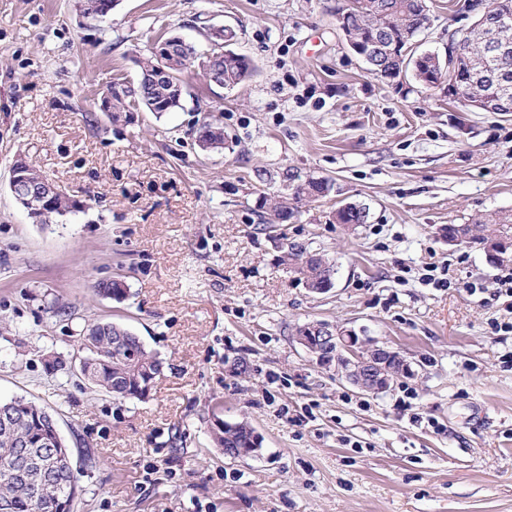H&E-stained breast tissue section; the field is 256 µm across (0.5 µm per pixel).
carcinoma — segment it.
I'll return each instance as SVG.
<instances>
[{
    "instance_id": "obj_1",
    "label": "carcinoma",
    "mask_w": 512,
    "mask_h": 512,
    "mask_svg": "<svg viewBox=\"0 0 512 512\" xmlns=\"http://www.w3.org/2000/svg\"><path fill=\"white\" fill-rule=\"evenodd\" d=\"M358 2L357 24L346 36L355 41L366 42L373 31L387 29L402 45H411L419 29L427 21L424 14L425 0H356ZM108 0H81L83 14L103 18L106 16ZM470 32L475 40L470 57V67L462 70L448 64V72L462 76L473 73L477 84L468 94L461 95L466 106L480 98L489 101H504L512 110V44L502 48L496 55L487 52L483 36L487 30L474 24ZM170 64L173 75L167 84H155L152 80L154 54L138 57V78L121 89H111V109L127 112L140 105L145 111L160 117L181 106L185 89L181 74L187 69L184 59ZM254 65H249L233 52L224 53V85L235 88L253 76ZM334 191V183L326 178H311L297 187L296 194H307L315 199L325 198ZM369 208L340 209L336 211L338 224H365ZM508 225L512 234V211H494L475 221L472 241L480 240L482 226ZM283 262L294 273L306 275L303 284L308 288H321L325 278L318 268L322 262L307 258V247L290 243L284 253ZM80 348L84 349L82 377L91 385L116 400L146 399L153 384L163 372V361L154 352L146 349L140 338L126 326L117 322H93L82 333ZM0 414L10 418L0 421V501L9 504L8 512H75L81 494L78 468L73 462V450L57 439L55 431L46 420V410L25 398L0 400ZM214 444L224 452L248 450L261 446L254 428L246 421L226 423L212 429ZM29 442L31 467L27 479L16 478L9 471V463L16 442Z\"/></svg>"
}]
</instances>
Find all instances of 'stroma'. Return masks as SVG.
Segmentation results:
<instances>
[{
	"instance_id": "35a3bbf8",
	"label": "stroma",
	"mask_w": 512,
	"mask_h": 512,
	"mask_svg": "<svg viewBox=\"0 0 512 512\" xmlns=\"http://www.w3.org/2000/svg\"><path fill=\"white\" fill-rule=\"evenodd\" d=\"M343 4L120 0L98 22L79 0H0V399L35 401L94 455L76 512H512V299L482 248L442 236L512 210V112L373 76L338 27ZM466 4L426 0L420 51L446 54L477 17ZM210 23L234 30L247 83L194 65L162 117L102 111L158 37L203 49ZM205 122L222 149L200 148ZM20 156L78 211L33 223L9 189ZM288 174L337 190L260 224ZM345 202L367 204V223H336ZM292 241L334 261L331 291L282 264ZM431 265L450 287L423 282ZM110 280L122 299L96 291ZM95 321L164 359L149 398L68 370ZM311 321L392 347L413 376L361 393L295 342ZM217 417L248 421L259 454L216 448Z\"/></svg>"
}]
</instances>
